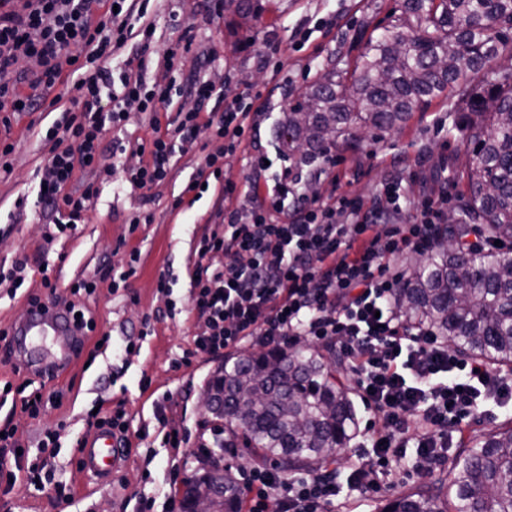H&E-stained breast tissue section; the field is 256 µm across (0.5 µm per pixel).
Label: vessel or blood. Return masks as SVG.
<instances>
[{
  "label": "vessel or blood",
  "instance_id": "b4317fda",
  "mask_svg": "<svg viewBox=\"0 0 512 512\" xmlns=\"http://www.w3.org/2000/svg\"><path fill=\"white\" fill-rule=\"evenodd\" d=\"M8 365L56 377L85 348L83 329L64 306L41 299L28 308L25 321L7 332ZM82 467L95 481H105L121 466L122 452L108 427L94 428L81 448Z\"/></svg>",
  "mask_w": 512,
  "mask_h": 512
}]
</instances>
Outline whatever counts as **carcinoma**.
Instances as JSON below:
<instances>
[{
	"label": "carcinoma",
	"mask_w": 512,
	"mask_h": 512,
	"mask_svg": "<svg viewBox=\"0 0 512 512\" xmlns=\"http://www.w3.org/2000/svg\"><path fill=\"white\" fill-rule=\"evenodd\" d=\"M269 0H224V11L259 22ZM400 27L370 37L348 76L342 57L284 113L277 138L306 164L365 130L388 132L422 102L448 92L474 114L465 127V221L449 224L402 275L395 307L461 356L512 366V256L468 247L471 234L512 244V73L493 70L512 57V0H404ZM347 371L333 349L294 343L227 356L208 391L224 422V447L246 448L258 464L288 478L337 461L357 429ZM218 487L220 512H242L243 486L211 463L182 492V512ZM380 512H512V427L460 449L448 474L384 504Z\"/></svg>",
	"instance_id": "obj_1"
}]
</instances>
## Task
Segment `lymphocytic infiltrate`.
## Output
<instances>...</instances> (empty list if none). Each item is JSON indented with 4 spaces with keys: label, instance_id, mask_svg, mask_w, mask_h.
<instances>
[{
    "label": "lymphocytic infiltrate",
    "instance_id": "lymphocytic-infiltrate-1",
    "mask_svg": "<svg viewBox=\"0 0 512 512\" xmlns=\"http://www.w3.org/2000/svg\"><path fill=\"white\" fill-rule=\"evenodd\" d=\"M12 2L0 0V123L42 107L16 84L18 62H35L39 84L54 93L45 107L56 115L42 137L48 152L36 170L37 204L53 215L45 235L50 243L71 235L93 206L98 190L89 178L101 169L105 134L122 128L129 111L153 117L166 111L172 88L147 75L155 34L147 19L149 0H27L19 12ZM131 40L134 55L113 72L115 51ZM192 91L196 109L181 113L174 128L135 144L141 163L125 173L132 187L149 189L166 181L177 145L194 143L206 131L217 146L186 186L202 197L204 183L222 171L225 155L255 139L256 129L247 122L251 97L224 104L203 79ZM265 170L259 154L247 189L225 181L216 212L224 229L203 233L195 248L190 288L201 326L186 357L217 355L246 343L282 348L304 337L333 346L347 360L373 414L363 436L372 451L357 453L355 484L377 487L398 471L410 447L419 467L444 463L451 435L464 433L473 412L512 394L483 360L461 358L430 330L407 326L394 306L400 278L391 274L390 259L429 249L440 233L447 196L404 205L399 183L389 182L381 188L391 204L385 210L356 197L322 200L298 193L299 180L288 170L264 191ZM405 208L410 218L397 223ZM139 260L138 250H131L126 269L107 266L71 285L63 303L88 333H95L96 322L85 298L103 288L114 294L127 287L129 270ZM156 417L172 468L162 500L150 497L146 503L176 512L173 488L188 438L183 424L168 417L166 405H157ZM21 446L15 425L0 427V485L8 491L21 476L33 485L50 481L60 431L41 433L37 457ZM339 494L332 474L285 479L257 468L244 485L245 512H271L275 504L280 512H331Z\"/></svg>",
    "mask_w": 512,
    "mask_h": 512
}]
</instances>
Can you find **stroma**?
Masks as SVG:
<instances>
[{
  "label": "stroma",
  "mask_w": 512,
  "mask_h": 512,
  "mask_svg": "<svg viewBox=\"0 0 512 512\" xmlns=\"http://www.w3.org/2000/svg\"><path fill=\"white\" fill-rule=\"evenodd\" d=\"M402 0H271L270 13L261 23L230 29L223 13L211 0H151L148 10L156 25L155 51L163 53L173 44L182 54L177 77L179 91L167 111L159 113L161 125L172 123L179 112L196 105L190 91L195 77L212 82L226 101L248 96L255 110L250 119L260 129L256 143L245 144L225 156L220 179L200 200L184 188L201 162L207 134H200L171 161L168 180L152 189H134L119 177L101 175L95 205L85 224L74 235L46 244L47 219L36 207L35 169L46 148L31 117L11 119L10 140L15 145L12 169L0 170V226H10L0 239V264L11 265L28 257L31 265L48 260L58 294L64 295L72 282L92 276L105 263L124 266L131 249H139L140 261L128 287L116 294L100 292L86 299L97 332L110 338L107 349L88 347L67 379L62 382L60 407L41 419L32 420L0 406V425L13 421L28 444L36 446L45 426L63 424L62 447L53 466L56 483L70 487L72 499L57 497L52 488L40 489L18 481L9 494L0 493V512H134L140 499L151 496L168 473L166 453L146 461L147 448L159 424L156 403H164L169 415L183 419L190 437L184 456L182 478L196 473L197 438L214 420L203 403L206 382L219 365V358L194 357L190 367L179 360L197 330L198 317L192 309L190 277L194 250L206 230L217 228L215 193L220 180L244 185L251 177L250 158L264 153L272 162V173L284 163L276 155V130L284 112L299 92L320 76L337 53L356 58L376 27L387 26L399 14ZM309 29L302 48H295L292 33ZM277 47L280 72L261 67L255 46ZM466 113L458 111L454 99L441 96L413 113L405 126L383 133L364 134L355 149L336 148L326 158L293 166L300 176L298 192L321 197L330 194L361 198L366 205L379 201L382 183L397 180L405 198L426 192L446 193L451 211H459L467 194L464 180L449 178L448 171L463 159L467 145L461 134H449L452 124H464ZM176 281L172 297L178 308L169 315L157 293L161 274ZM144 335L140 350L125 353V339ZM112 408L124 405L130 432L148 428L150 436L129 448L124 462L111 480L95 483L80 466L79 445L89 434L86 412L95 403ZM413 455H406L393 480L380 481L377 488L363 489L343 484L335 512H373L376 503L409 492L428 479L418 471Z\"/></svg>",
  "instance_id": "1"
}]
</instances>
